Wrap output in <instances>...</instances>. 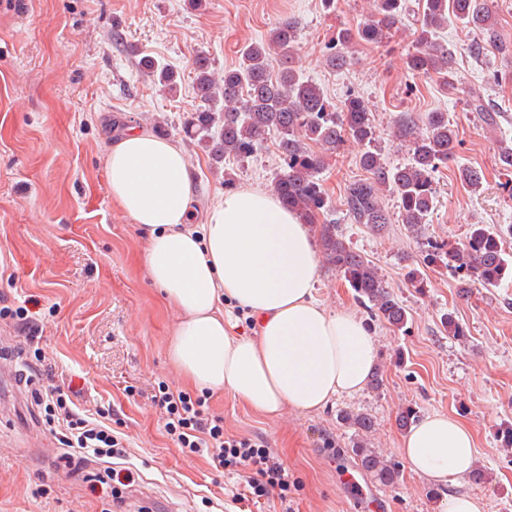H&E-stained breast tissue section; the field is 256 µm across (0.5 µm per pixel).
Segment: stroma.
<instances>
[{
	"label": "stroma",
	"mask_w": 512,
	"mask_h": 512,
	"mask_svg": "<svg viewBox=\"0 0 512 512\" xmlns=\"http://www.w3.org/2000/svg\"><path fill=\"white\" fill-rule=\"evenodd\" d=\"M421 2L408 0L409 17L384 43H349L351 62L337 70L326 64L323 45L338 29L356 27L370 0H336L332 10L321 0H0V295L34 312L54 381L73 388L80 409L111 405L110 425L124 437L136 485L149 492L128 497L126 512H281L275 499L236 502L244 475H225L207 457L182 453L164 432L154 390L162 383L188 387L169 357L179 314L146 276V236L112 201L106 145L119 123L179 141L199 224L223 197L225 177L239 187L271 189L281 169L274 141L220 165L181 127L197 106L194 56L206 53L215 74H223L238 65L244 46L267 41L288 17L300 24L294 69L334 104L352 96L368 102L387 164L410 157L396 136L404 117L420 128L428 113H447L460 146L434 175L435 206L416 238L397 221L390 195L384 203L395 219L385 235L347 218L345 188L365 176L354 142L328 157L319 175L346 242L409 310L406 328L394 329L369 316L340 275L319 271V302L365 317L381 386L336 397L317 414L288 408L275 417L219 391L209 395V413L223 419L227 433L266 440L296 480V512H349L345 471L355 464L354 432L339 417L344 410L372 416V448L400 464L398 483L381 487L373 512H436L441 492L404 461L397 418L408 407L421 417L453 413L475 434L485 481L460 480L449 492L482 497L486 512H512V448L504 444L512 426V279L464 298L445 268L422 263L427 241H458L472 224H512V171L499 161L502 149L512 148V53L475 55L477 34L452 19L436 32L451 54L448 78L411 75L406 58ZM145 55L173 69L176 94L164 93L141 69ZM474 89L500 111L497 126L469 110ZM463 167L482 170L478 189L462 185ZM447 312L467 327V339L445 331ZM128 385L135 394L125 393ZM2 405L11 412L0 417V512H103L89 485L106 460L92 457L69 469L30 392L0 369Z\"/></svg>",
	"instance_id": "obj_1"
}]
</instances>
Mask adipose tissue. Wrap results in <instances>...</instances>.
Wrapping results in <instances>:
<instances>
[{"instance_id":"ef3b65f1","label":"adipose tissue","mask_w":512,"mask_h":512,"mask_svg":"<svg viewBox=\"0 0 512 512\" xmlns=\"http://www.w3.org/2000/svg\"><path fill=\"white\" fill-rule=\"evenodd\" d=\"M113 202L147 237L150 281L180 319L169 357L198 389L228 391L255 413L324 410L368 383L372 334L351 308L328 311L315 297L314 230L266 189L247 186L193 223L196 197L184 151L172 139L127 127L107 149ZM255 321L236 334L225 305ZM411 470L445 487L476 464V440L459 417L433 412L400 440Z\"/></svg>"}]
</instances>
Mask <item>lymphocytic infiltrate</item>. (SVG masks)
Returning <instances> with one entry per match:
<instances>
[{
  "instance_id": "obj_1",
  "label": "lymphocytic infiltrate",
  "mask_w": 512,
  "mask_h": 512,
  "mask_svg": "<svg viewBox=\"0 0 512 512\" xmlns=\"http://www.w3.org/2000/svg\"><path fill=\"white\" fill-rule=\"evenodd\" d=\"M27 344L29 358L23 382L30 387L37 406L43 409L50 431L58 436L62 445L74 450L76 460H83L89 453L113 458L112 467L99 485L118 512L125 502L124 491L135 481L133 471L123 462L122 436L104 423L103 410L79 413L69 393L61 386L43 384L42 354L35 336H28ZM151 400L164 410L165 431L180 448L190 454H206L212 465L225 473L247 472L238 500H259L274 494L283 507L282 512H294L289 493L296 481L264 439L226 434L222 419L208 414L205 397L162 386Z\"/></svg>"
}]
</instances>
